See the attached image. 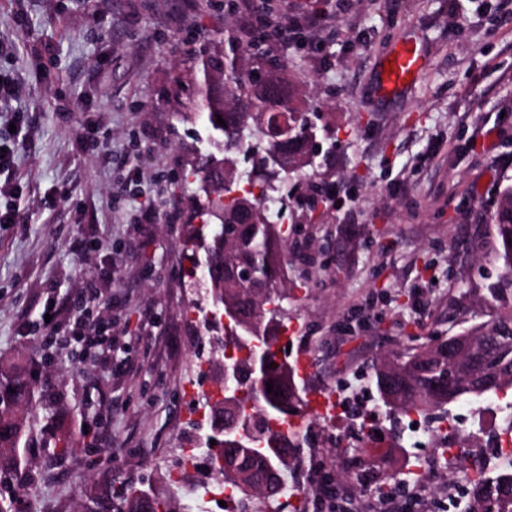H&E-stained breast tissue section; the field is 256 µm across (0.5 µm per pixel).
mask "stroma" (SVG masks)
<instances>
[{
    "mask_svg": "<svg viewBox=\"0 0 512 512\" xmlns=\"http://www.w3.org/2000/svg\"><path fill=\"white\" fill-rule=\"evenodd\" d=\"M301 25L273 43L301 90L325 92L318 126L336 143L324 168L340 206L305 224L310 252L293 261L288 359L309 354L304 378L335 416L310 430L305 463L342 474L337 512H448L466 475L441 450L397 442L372 359L489 320L479 303L502 279L491 214L512 183V0H269ZM320 24H312V17ZM224 0H0V71L21 74L0 111L17 147L0 208V354H33L54 397L75 407L87 437L36 460L32 512H75L92 481L164 484L194 407L191 368L209 344L190 340L191 264L182 233L189 204L180 175L204 120L175 113L174 77L210 34L237 28ZM404 42L427 65L387 99L378 85ZM24 120L13 124V112ZM154 224H135V209ZM97 297L111 328L100 346L73 336L78 299ZM64 308L55 329L41 314ZM387 438L392 470L419 466V483L375 494V470L354 462L362 415ZM348 436L351 452L331 438Z\"/></svg>",
    "mask_w": 512,
    "mask_h": 512,
    "instance_id": "obj_1",
    "label": "stroma"
}]
</instances>
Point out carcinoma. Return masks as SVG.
<instances>
[{"mask_svg":"<svg viewBox=\"0 0 512 512\" xmlns=\"http://www.w3.org/2000/svg\"><path fill=\"white\" fill-rule=\"evenodd\" d=\"M186 75L196 87V96L179 103L178 114L184 120L205 117L222 154L219 158L192 153L184 163L197 184L187 187L191 198L200 192L204 196L203 203L195 206L201 227L185 224L192 256L221 270V275L207 278L195 304L206 311L233 306L259 336L256 346L241 342L232 329L214 326L215 331H224V339L217 342L210 368L222 377L224 365L229 364L244 376V397L237 412L255 419L256 440L249 448L252 461L258 463L272 455L286 476L301 464L308 434L302 427L285 433L279 430L286 413L279 408L281 396L274 392L289 377L264 373L258 362L272 356L277 331L285 327L284 302L298 285L286 275L291 233L272 222L263 199L277 189L299 204L304 186L330 198V183L316 176L318 164L307 155V145L318 136V130L309 123V110L284 63L256 46L243 49L229 29L215 33L195 49ZM274 112L288 114V134L272 136L265 131V120ZM219 117L225 124H217ZM492 229V256L507 270L503 286L485 300L486 308L497 315L459 332L461 336H487L495 342L492 354L483 359L484 377L493 379L482 394L484 398L512 391V382H507L512 373V184L497 191ZM241 268L252 270V285L243 286L230 278ZM423 352L421 346L389 354L399 369L396 378L386 359L373 361L372 378L387 412H394L393 402L400 395L408 398L402 413L446 410L457 402L475 399L471 393L474 380L466 376L458 379L449 393L436 396L435 388L442 383L448 365V351L428 352L425 365L419 367L417 360ZM35 366V360L24 355L0 359V484L16 480L23 487L31 486V449L64 453L80 441L65 424L63 412L47 405L38 384L30 379ZM269 381L273 382L271 393L267 392ZM384 458L376 449L367 448L361 463L379 471ZM211 475L229 491L228 498L243 492V486L226 478L223 471L215 469ZM415 480L416 474L410 471L385 472L375 492L387 497L392 483ZM141 493L142 489L133 485L90 483L77 512H86L88 504L93 506L92 512H140ZM152 494L151 512H180L179 493L166 494L154 488ZM463 512H512V473L492 480L480 475L471 481Z\"/></svg>","mask_w":512,"mask_h":512,"instance_id":"cac0c4a2","label":"carcinoma"}]
</instances>
